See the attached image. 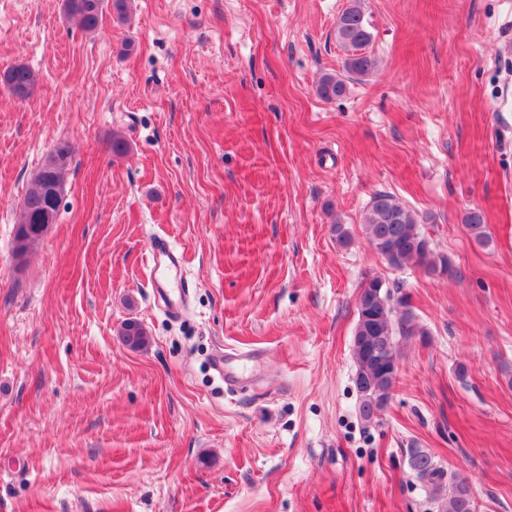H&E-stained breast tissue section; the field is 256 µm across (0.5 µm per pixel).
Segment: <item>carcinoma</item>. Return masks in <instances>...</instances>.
Masks as SVG:
<instances>
[{
    "instance_id": "obj_1",
    "label": "carcinoma",
    "mask_w": 512,
    "mask_h": 512,
    "mask_svg": "<svg viewBox=\"0 0 512 512\" xmlns=\"http://www.w3.org/2000/svg\"><path fill=\"white\" fill-rule=\"evenodd\" d=\"M63 11L65 17L75 21L83 31L93 33L108 11L120 22L129 21L131 0H63ZM334 38L345 54L343 69L346 77L334 73H324L319 77L316 93L325 101L344 97L349 91V82L363 80L378 65L377 57L370 51L373 33L362 0H349L336 17ZM35 83L33 72L24 64H15L0 72V84L20 100L30 97ZM63 193L64 188L55 190L48 185L45 167L38 168L19 205L15 255L26 257L28 251L45 235L48 225L43 223L44 216L48 215L51 221H56ZM464 223L477 241H488L486 219L481 211L470 210ZM419 224L421 220L417 213L386 192L372 197L364 216L366 239L389 266L403 268L412 265L431 274L454 277L455 270L450 259L433 250ZM362 287L368 289V293L364 308L358 310L357 324L377 323L374 349L378 351V356L398 362V338L424 335L410 300L406 295L392 293L379 276L371 277ZM118 336L131 350H143L149 344L148 332L134 319L122 324ZM360 337V333H354V356L357 370L366 374L367 385L358 391L359 414L364 422L370 423L387 405L399 370L379 372V363L364 359L358 348ZM409 467L418 479L431 486L434 494L440 496L441 512H476L469 485L458 479L444 482L445 472L434 463L430 454L419 448L413 449Z\"/></svg>"
}]
</instances>
